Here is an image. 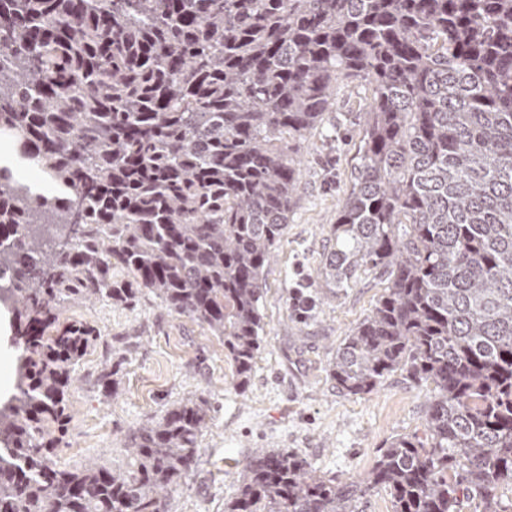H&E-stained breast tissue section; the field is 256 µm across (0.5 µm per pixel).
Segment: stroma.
Listing matches in <instances>:
<instances>
[{
    "mask_svg": "<svg viewBox=\"0 0 512 512\" xmlns=\"http://www.w3.org/2000/svg\"><path fill=\"white\" fill-rule=\"evenodd\" d=\"M370 99L363 82L340 86L321 127L295 148L301 192L266 270L264 331L245 387L236 385L223 337L166 313L152 294L128 307L87 301L64 311L63 321L88 323L99 337L74 370L71 418L59 433L61 466L90 459L121 466L132 430L202 398L209 417L198 462L166 510L224 512L255 449L295 451L316 475L357 482L394 437L422 432L429 386L397 373L371 393L347 396L330 376L337 347L373 309L388 285L385 275L362 273L333 296L314 281L351 184L361 108ZM112 370L118 386L108 393L98 378Z\"/></svg>",
    "mask_w": 512,
    "mask_h": 512,
    "instance_id": "stroma-1",
    "label": "stroma"
}]
</instances>
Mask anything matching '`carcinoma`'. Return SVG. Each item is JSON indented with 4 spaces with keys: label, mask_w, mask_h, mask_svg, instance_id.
I'll list each match as a JSON object with an SVG mask.
<instances>
[{
    "label": "carcinoma",
    "mask_w": 512,
    "mask_h": 512,
    "mask_svg": "<svg viewBox=\"0 0 512 512\" xmlns=\"http://www.w3.org/2000/svg\"><path fill=\"white\" fill-rule=\"evenodd\" d=\"M372 101L315 282L388 287L330 364L346 396L401 371L432 386L423 434L360 482L260 448L224 512H506L512 484V0H0V512H164L207 424L187 400L132 432L125 466H59L76 301L144 292L216 336L246 384L266 268L300 183L294 145L340 80ZM58 186L38 192L19 165ZM359 512H392L388 492L383 488L370 490L358 503Z\"/></svg>",
    "instance_id": "carcinoma-1"
}]
</instances>
